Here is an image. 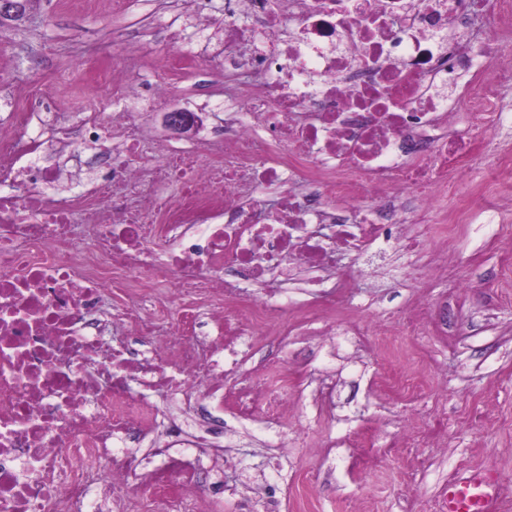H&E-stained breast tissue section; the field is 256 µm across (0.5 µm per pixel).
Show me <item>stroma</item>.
<instances>
[{"mask_svg": "<svg viewBox=\"0 0 512 512\" xmlns=\"http://www.w3.org/2000/svg\"><path fill=\"white\" fill-rule=\"evenodd\" d=\"M156 7L146 0L129 14L112 11V0H32L24 20L0 24V100L17 111L33 109L46 95L56 112L42 114L31 133L74 126L88 107L113 109L108 85L92 76L128 57L127 79L135 93L124 102L144 135L187 145L172 136L156 113L142 111V74L157 62L142 17ZM189 32H200L212 50L197 59L192 74L170 84L178 103H207L208 124L223 126L224 72L217 55L224 42V0H191L185 14ZM108 136L82 145L84 153L111 148ZM72 144L53 142L50 156L66 173L50 197L65 199L88 188L97 172L77 166ZM512 235L494 212L475 213L448 241V272L418 286L407 269L414 253L397 250L386 270L385 286L360 280L347 300V316L366 327L398 320L414 303L428 308L432 324L423 335L398 336L397 357L382 361L376 337L355 345L350 337H298L294 346L260 343L249 349L259 380L272 379L269 364L291 372L299 385V414L275 423L235 418L225 409L223 440H240L215 464L226 491L211 495L214 512H254L253 501L273 492L264 512H444L448 480L461 472L491 468L499 472L502 506L512 512V252L500 238ZM421 360L426 377L411 397L378 399L370 388L380 368L400 369ZM444 405L448 445L397 447L405 418L428 416Z\"/></svg>", "mask_w": 512, "mask_h": 512, "instance_id": "35a3bbf8", "label": "stroma"}]
</instances>
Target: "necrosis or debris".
Wrapping results in <instances>:
<instances>
[{"instance_id": "4bbe7bcc", "label": "necrosis or debris", "mask_w": 512, "mask_h": 512, "mask_svg": "<svg viewBox=\"0 0 512 512\" xmlns=\"http://www.w3.org/2000/svg\"><path fill=\"white\" fill-rule=\"evenodd\" d=\"M246 2L249 26L224 23L225 141L203 127L137 168L153 147L132 113H84L60 133H108L105 174L53 203L63 171L29 137L33 113L0 126V512H134V487L157 512H205L196 409L223 412L229 395L243 417L286 410L284 378L227 393L241 340L284 342L342 311L357 277L335 272L344 251L400 244L426 279L437 255L421 225L448 237L512 193L505 160L461 193L487 133L512 124V0H496L489 25L483 0ZM300 272L304 306L287 287ZM116 288L120 305L97 318ZM108 330L148 353L104 344Z\"/></svg>"}]
</instances>
